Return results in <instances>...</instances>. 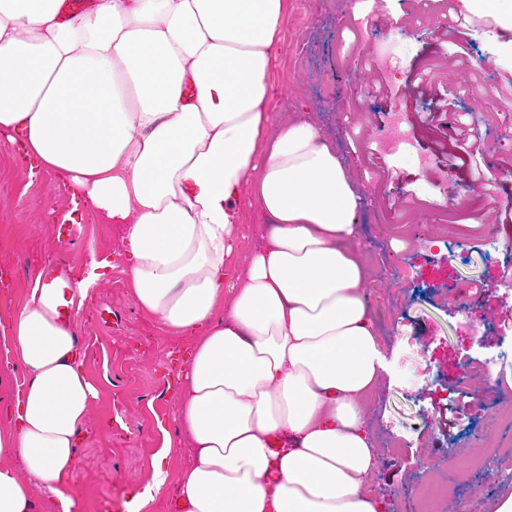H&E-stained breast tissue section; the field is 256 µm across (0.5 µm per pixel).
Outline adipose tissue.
<instances>
[{"label": "adipose tissue", "mask_w": 512, "mask_h": 512, "mask_svg": "<svg viewBox=\"0 0 512 512\" xmlns=\"http://www.w3.org/2000/svg\"><path fill=\"white\" fill-rule=\"evenodd\" d=\"M0 0V131L124 225L130 283L163 327L194 332L177 375L191 445L184 512H385L364 420L388 371L355 249L361 199L307 121L264 108L288 0ZM269 224L238 235L242 203ZM244 267L227 281L229 260ZM39 280L0 333L26 383L0 413V512H73L64 490L98 391L75 326ZM173 435L125 512L164 487Z\"/></svg>", "instance_id": "adipose-tissue-1"}]
</instances>
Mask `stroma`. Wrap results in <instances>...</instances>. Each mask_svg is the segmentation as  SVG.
<instances>
[{
	"instance_id": "1",
	"label": "stroma",
	"mask_w": 512,
	"mask_h": 512,
	"mask_svg": "<svg viewBox=\"0 0 512 512\" xmlns=\"http://www.w3.org/2000/svg\"><path fill=\"white\" fill-rule=\"evenodd\" d=\"M498 0L483 16L460 0H289L283 44L270 71L266 109L273 125L305 120L336 148L362 199L357 249L367 261L370 306L400 296L391 323L375 326L390 365L372 395L367 429L379 452L370 486L387 512H421L417 488L447 483L464 444L468 416L486 417L488 442L512 443L499 416L512 408V223H499L486 194L501 180V159L512 157V103L498 88L512 81V30L486 41L478 26L494 25ZM467 35L448 38L447 18ZM406 21L398 29L397 21ZM390 38L380 71L390 91L353 104L354 76ZM434 62L442 86L458 93L463 121L494 112L480 141L469 142L456 164L431 114L435 98L419 87L421 66ZM73 212L69 236L56 237L62 213ZM409 224L420 240L406 246L391 232ZM109 263L86 306L75 314L83 368L97 387L76 447L77 464L65 489L74 512H124L126 497L146 483L163 430L174 427L178 393L169 361L188 357L194 336L162 327L138 304L130 285L123 228L85 201L71 203L63 179L29 170L21 151L0 134V266H19L11 287L0 288L4 311L23 304L43 263L66 262L73 279L92 260ZM405 261L410 286L392 279ZM490 358L493 379L478 391L457 384L464 358Z\"/></svg>"
}]
</instances>
